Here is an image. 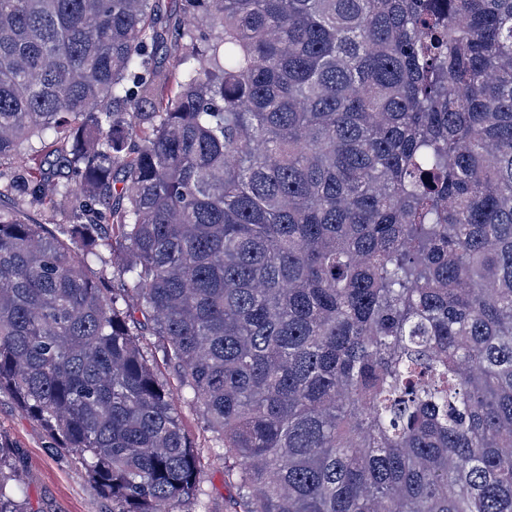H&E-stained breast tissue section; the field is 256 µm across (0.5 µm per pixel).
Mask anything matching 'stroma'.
Returning a JSON list of instances; mask_svg holds the SVG:
<instances>
[{"label":"stroma","instance_id":"stroma-1","mask_svg":"<svg viewBox=\"0 0 512 512\" xmlns=\"http://www.w3.org/2000/svg\"><path fill=\"white\" fill-rule=\"evenodd\" d=\"M178 409L201 456L202 480L191 512H234L235 488L224 474L223 459L209 446L201 411L183 399ZM0 435L14 447L17 497L27 512H112L111 497L101 492L79 456L56 447L5 390L0 391Z\"/></svg>","mask_w":512,"mask_h":512}]
</instances>
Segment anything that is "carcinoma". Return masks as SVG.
<instances>
[{
    "mask_svg": "<svg viewBox=\"0 0 512 512\" xmlns=\"http://www.w3.org/2000/svg\"><path fill=\"white\" fill-rule=\"evenodd\" d=\"M5 199L0 390L115 512L185 393L239 512H512V0H0Z\"/></svg>",
    "mask_w": 512,
    "mask_h": 512,
    "instance_id": "1",
    "label": "carcinoma"
}]
</instances>
